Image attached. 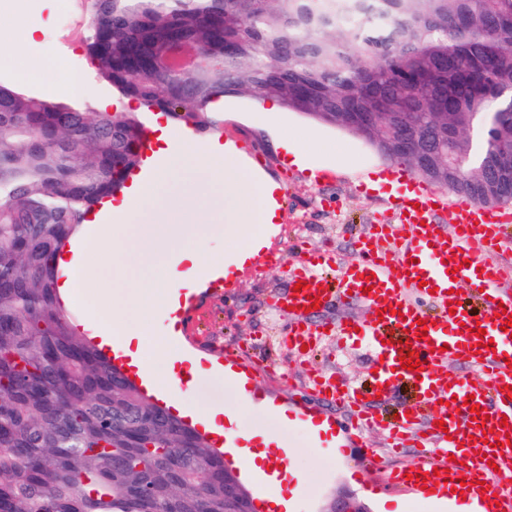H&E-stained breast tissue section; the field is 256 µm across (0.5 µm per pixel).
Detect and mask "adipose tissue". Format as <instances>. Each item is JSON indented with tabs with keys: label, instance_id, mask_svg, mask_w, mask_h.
I'll return each instance as SVG.
<instances>
[{
	"label": "adipose tissue",
	"instance_id": "ef3b65f1",
	"mask_svg": "<svg viewBox=\"0 0 512 512\" xmlns=\"http://www.w3.org/2000/svg\"><path fill=\"white\" fill-rule=\"evenodd\" d=\"M24 9L23 0H0V11L12 16L10 24L0 30V42L9 45L7 59L12 63L30 60L37 45L33 29L21 19ZM154 139L144 173L121 196L105 202L107 221L91 219L90 243L56 258L64 275L58 286L66 304H74L81 288L96 290L104 315L94 330L100 349L111 350L113 337H120L129 366L144 369L167 345L166 339L154 336L152 315L177 322L181 291L196 288L202 277L220 273L225 261L240 266L254 260L277 220L282 190L279 182L242 161L233 143L216 135L195 140L173 127L165 114L155 116ZM177 179L183 182L182 190L156 212L153 224H134V217ZM216 182L224 186V236L233 243L226 258L212 254L206 239L189 224L192 217L206 212L205 189ZM153 251L161 258L150 272L130 277V270L143 266ZM131 309L143 316L135 330L124 323V315ZM199 369L198 361L180 353L169 359L164 374L155 376L154 382L167 396L174 414H189L180 379Z\"/></svg>",
	"mask_w": 512,
	"mask_h": 512
}]
</instances>
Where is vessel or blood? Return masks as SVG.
<instances>
[{
  "instance_id": "vessel-or-blood-1",
  "label": "vessel or blood",
  "mask_w": 512,
  "mask_h": 512,
  "mask_svg": "<svg viewBox=\"0 0 512 512\" xmlns=\"http://www.w3.org/2000/svg\"><path fill=\"white\" fill-rule=\"evenodd\" d=\"M387 178L398 189L396 223L370 225L358 241L357 259L332 280L325 274L332 255L305 253L288 274L302 291L274 299L293 317L284 336L290 349L314 347L326 334L340 343H363L378 360L369 388L359 393L342 378L314 376L315 402H299L284 412L262 396L256 362L232 351L216 362L242 381V399L263 404L276 416L287 413L289 423L311 435L315 447H350L371 425L384 429L393 447L421 449L417 461L387 477L390 487L412 499L446 498V512H458L466 499L481 501L484 512H512V490L499 487L500 481L512 480V334L506 331L512 321V267L501 261L512 253L501 235L502 225L512 224V211L462 201L454 205V223L447 226L438 221L443 198L421 179L402 169ZM315 298L324 307L340 299L360 300L369 314L359 322H313L307 309ZM405 354L419 360L420 371L402 368ZM455 356L473 376L449 373L448 360ZM111 361L151 396L150 382L121 354ZM403 382L417 390L416 403L391 420L377 415L370 400ZM469 397L479 404V415H471ZM329 402L349 406L352 419L326 410Z\"/></svg>"
}]
</instances>
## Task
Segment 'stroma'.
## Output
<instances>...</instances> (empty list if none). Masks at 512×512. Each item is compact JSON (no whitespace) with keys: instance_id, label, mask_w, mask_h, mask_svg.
Segmentation results:
<instances>
[{"instance_id":"35a3bbf8","label":"stroma","mask_w":512,"mask_h":512,"mask_svg":"<svg viewBox=\"0 0 512 512\" xmlns=\"http://www.w3.org/2000/svg\"><path fill=\"white\" fill-rule=\"evenodd\" d=\"M25 22L37 30L36 66L22 70L0 62V83L37 95L77 104L96 112L105 100L118 94L99 78L85 53L81 28L89 22L87 9H80L77 29L64 27L59 17L66 0H26ZM77 82V92L64 91ZM212 133L233 142L246 159L284 186L279 222L269 238V250L281 264L250 265L237 273L230 287L206 298L198 307L189 329L196 346L222 351L271 357L269 371L261 376L266 395L289 403L299 400L307 387L308 367L337 373L351 385L367 384L374 365L363 346L342 348L334 337H323L313 356L290 351L281 337L291 321L287 311L275 308L272 298L288 287V269L297 263L301 250H327L336 266L356 257L354 242L367 225L390 221L393 190L377 194L367 190L365 180L391 168L364 139L339 128L281 110L261 116L251 100L229 96L214 113ZM306 149L305 167L289 165L282 141ZM183 400L191 406L224 407L234 413V426L243 432L266 435L288 448L290 467L300 476L294 512H329L340 497H351L368 512H411L405 493L370 491L369 483L381 482L386 466L415 462L418 449L403 448L389 453L380 430H366L360 446L335 451L312 447L308 435L285 421H275L258 406L247 405L234 387L217 375L200 374L195 385L185 389ZM379 453L381 465L367 470L361 463L363 449Z\"/></svg>"}]
</instances>
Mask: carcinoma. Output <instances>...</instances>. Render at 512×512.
Masks as SVG:
<instances>
[{
	"instance_id": "obj_1",
	"label": "carcinoma",
	"mask_w": 512,
	"mask_h": 512,
	"mask_svg": "<svg viewBox=\"0 0 512 512\" xmlns=\"http://www.w3.org/2000/svg\"><path fill=\"white\" fill-rule=\"evenodd\" d=\"M100 78L203 132L224 97L512 202V0H89ZM179 44L202 62L183 72ZM132 112L0 83V512H224V453L78 333L56 257L142 160Z\"/></svg>"
}]
</instances>
